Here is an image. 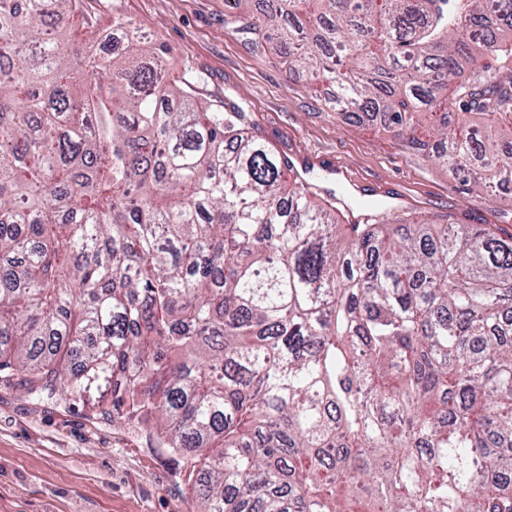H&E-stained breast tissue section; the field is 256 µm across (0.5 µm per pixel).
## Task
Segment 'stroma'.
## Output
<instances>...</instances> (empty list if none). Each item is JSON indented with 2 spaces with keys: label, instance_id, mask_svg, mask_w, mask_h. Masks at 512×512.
<instances>
[{
  "label": "stroma",
  "instance_id": "obj_1",
  "mask_svg": "<svg viewBox=\"0 0 512 512\" xmlns=\"http://www.w3.org/2000/svg\"><path fill=\"white\" fill-rule=\"evenodd\" d=\"M96 27L120 13L162 45L171 78L190 72L202 103L232 102L322 194L340 223L369 207L411 224H488L512 236V194L461 185L374 122L330 111L328 87L253 47L225 0H90ZM178 458L81 405L0 383V512H198Z\"/></svg>",
  "mask_w": 512,
  "mask_h": 512
}]
</instances>
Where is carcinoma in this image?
<instances>
[{"label": "carcinoma", "mask_w": 512, "mask_h": 512, "mask_svg": "<svg viewBox=\"0 0 512 512\" xmlns=\"http://www.w3.org/2000/svg\"><path fill=\"white\" fill-rule=\"evenodd\" d=\"M0 0V373L181 460L200 512H512V237L338 224L122 15ZM434 164L512 185V0H226Z\"/></svg>", "instance_id": "cac0c4a2"}]
</instances>
